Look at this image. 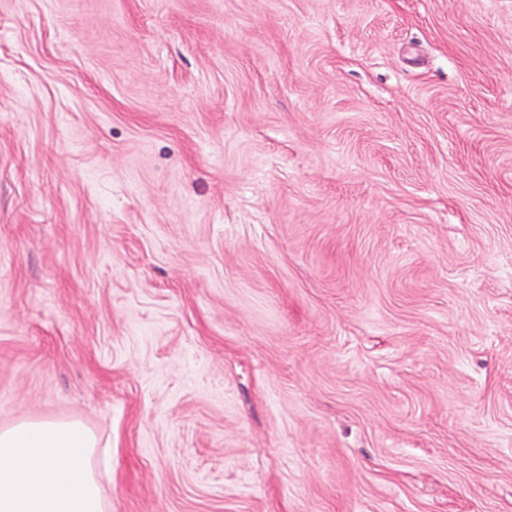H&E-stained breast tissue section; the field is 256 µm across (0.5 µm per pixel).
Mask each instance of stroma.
<instances>
[{
	"instance_id": "obj_1",
	"label": "stroma",
	"mask_w": 512,
	"mask_h": 512,
	"mask_svg": "<svg viewBox=\"0 0 512 512\" xmlns=\"http://www.w3.org/2000/svg\"><path fill=\"white\" fill-rule=\"evenodd\" d=\"M106 512H512V0H0V424Z\"/></svg>"
}]
</instances>
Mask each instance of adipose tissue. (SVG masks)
I'll return each mask as SVG.
<instances>
[{
    "instance_id": "1",
    "label": "adipose tissue",
    "mask_w": 512,
    "mask_h": 512,
    "mask_svg": "<svg viewBox=\"0 0 512 512\" xmlns=\"http://www.w3.org/2000/svg\"><path fill=\"white\" fill-rule=\"evenodd\" d=\"M96 445L94 434L76 423L0 428V512H103L91 464Z\"/></svg>"
}]
</instances>
